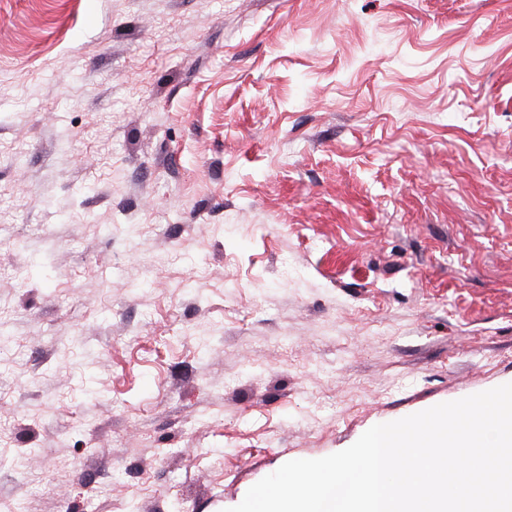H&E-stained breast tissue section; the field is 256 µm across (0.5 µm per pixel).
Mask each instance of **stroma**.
<instances>
[{"label": "stroma", "instance_id": "1", "mask_svg": "<svg viewBox=\"0 0 512 512\" xmlns=\"http://www.w3.org/2000/svg\"><path fill=\"white\" fill-rule=\"evenodd\" d=\"M511 382L512 0H0V512Z\"/></svg>", "mask_w": 512, "mask_h": 512}]
</instances>
